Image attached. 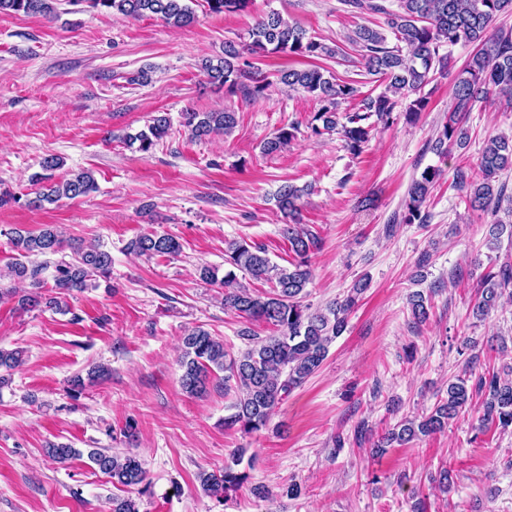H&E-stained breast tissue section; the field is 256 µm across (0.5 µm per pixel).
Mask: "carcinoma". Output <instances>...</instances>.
Returning a JSON list of instances; mask_svg holds the SVG:
<instances>
[{"label": "carcinoma", "instance_id": "carcinoma-1", "mask_svg": "<svg viewBox=\"0 0 512 512\" xmlns=\"http://www.w3.org/2000/svg\"><path fill=\"white\" fill-rule=\"evenodd\" d=\"M57 0H0V14L52 17ZM83 5L91 11H110L114 14L139 18L154 16L176 27H185L195 20L190 0H67ZM253 0H205L213 14H240L247 12ZM354 13L380 14L385 26L394 34L397 44L390 47L384 32L369 26L356 28L349 40L364 51V68L383 83L384 90L373 96L365 95L355 112L340 114L342 103L360 95L353 81H338L325 76L313 66L305 69L281 70L276 79L262 73L252 56L288 54L306 58L331 55L333 50L308 35L305 30L289 23L277 12H270L256 21L243 42L224 43V57L205 59L201 68L208 80L224 86L230 93H241L244 98L256 100L264 96L275 82L316 98L320 108L308 121L311 134L320 137L339 132L345 147L354 155L363 152L369 141L372 126L364 125L371 116L389 124L393 112L407 101L405 118L413 121L425 111L429 96L424 88L444 75L447 57L439 54L441 46H455L460 42L474 46V51L458 72L453 87V108L448 122L438 133L433 150L440 155L467 146L466 116L476 104L484 102L495 92L512 99V31L494 29L496 20L512 13V0H398V10L389 9L383 0H342ZM345 122H340V119ZM182 125L192 137L201 139L211 134H228L236 127V112L187 111L181 114ZM171 127L165 112L153 116L146 128L125 137V142L136 151L148 154L162 140ZM299 124L290 123L279 128L261 144V152L271 155L284 149L295 139ZM63 165L60 158L49 155L40 162L41 172L31 177L36 186L34 196L25 200L8 191L0 192V206L11 201L31 208H42L62 199L84 197L96 189L90 171L70 170L61 179L54 171ZM512 168V137L496 134L488 138L476 169L457 166L452 184L465 193L469 207L476 211L498 213L505 197L506 186L499 182L505 169ZM442 177V170L428 166L414 179L405 196L402 222L425 224V211L431 190ZM303 190L284 185L276 193L279 210L291 223L283 230L296 260L290 266L271 262L266 248L255 242L232 240L224 249L223 277L218 268L203 266L199 277L207 283L224 287V306L252 320L264 321L278 330L275 336L259 339L242 332L247 348L232 355L224 342L197 326L183 336V355L180 361L183 373L181 386L194 396L206 390L211 376L223 373L224 392L237 390L235 401L224 416V428L248 436L266 428L273 410L323 364L330 345L348 327V317L366 284L353 286L342 300L325 308H311L303 303L307 285L312 280L310 253L319 248L316 234L296 223L298 201ZM9 240L18 258L0 269V302L17 299L18 306L30 310L41 305L59 309L58 301L46 297L43 274L52 271V289L60 295L82 292L97 287L100 278H106L112 267L111 254L98 246L73 244L51 225L37 234L12 228ZM127 249L139 256L177 255L181 251L178 239L170 234L144 233L132 239ZM44 260L31 264L32 257ZM272 284V292L255 294L237 283V274ZM512 286V267L504 266L488 272L482 281L480 298L472 308V316L484 319L497 307L504 292ZM415 319L428 318L426 298L416 291L409 296ZM25 352L21 349H0V386L9 382L7 373L21 366ZM481 397L482 422L501 429L512 428V381L503 380L495 372L478 377L475 388L469 389L467 379L458 377L448 383L447 396L438 400L429 414L418 422L403 420L382 435L376 442L381 450L396 442L407 444L420 436L440 433L449 421L474 406V396ZM46 455L59 463L81 456L80 451L67 443L51 442ZM244 449L233 452L224 468L217 472L202 471L198 480L202 489L222 502L231 497L250 478L240 469ZM92 466L111 479L113 485L139 486L147 480L144 460L133 452L109 453L100 448L88 453ZM108 512H139L136 502L129 497L112 496Z\"/></svg>", "mask_w": 512, "mask_h": 512}]
</instances>
